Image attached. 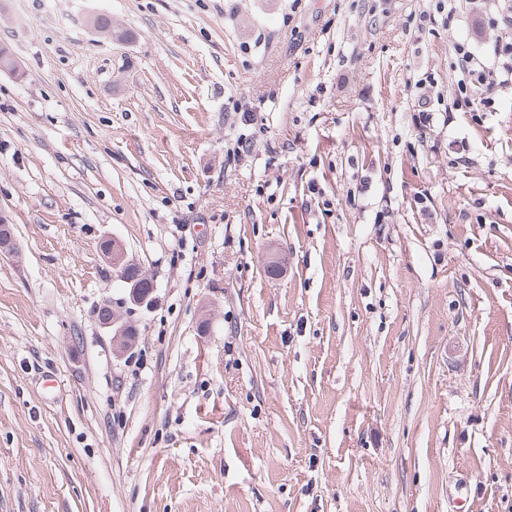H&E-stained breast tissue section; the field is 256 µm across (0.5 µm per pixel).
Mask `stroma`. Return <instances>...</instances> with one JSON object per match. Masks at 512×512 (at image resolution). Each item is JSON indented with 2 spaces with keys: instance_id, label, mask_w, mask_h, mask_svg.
<instances>
[{
  "instance_id": "1",
  "label": "stroma",
  "mask_w": 512,
  "mask_h": 512,
  "mask_svg": "<svg viewBox=\"0 0 512 512\" xmlns=\"http://www.w3.org/2000/svg\"><path fill=\"white\" fill-rule=\"evenodd\" d=\"M427 5L0 0V512H512V92L415 134ZM101 248L103 255L112 260V266L118 270L119 280L125 286L126 293L121 299V304L129 309H133V307L128 305L138 309L148 308L156 288L153 277L140 264L126 260L124 251L118 241H104L101 244ZM131 269L136 270L134 277L128 274ZM134 281L137 282V287L130 288ZM142 285L144 288H142ZM99 320L102 327L110 329L112 332V345L115 352L124 353L130 344V327L127 321H124L112 309L110 301L106 302L99 311Z\"/></svg>"
}]
</instances>
